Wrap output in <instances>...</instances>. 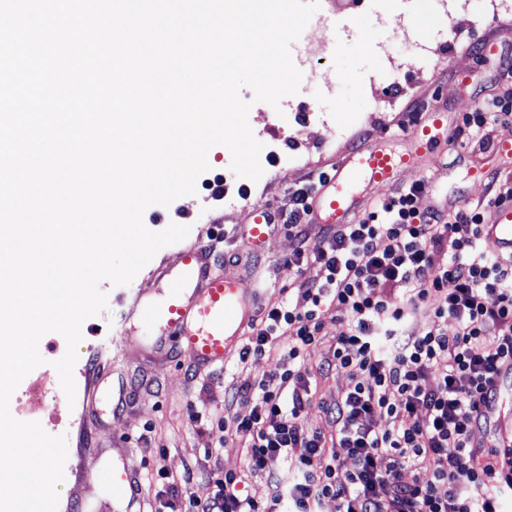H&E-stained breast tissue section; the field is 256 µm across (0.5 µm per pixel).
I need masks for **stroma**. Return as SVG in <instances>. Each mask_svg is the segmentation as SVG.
<instances>
[{
    "label": "stroma",
    "instance_id": "stroma-1",
    "mask_svg": "<svg viewBox=\"0 0 512 512\" xmlns=\"http://www.w3.org/2000/svg\"><path fill=\"white\" fill-rule=\"evenodd\" d=\"M381 7L380 0H365L353 23L332 29L312 20L301 33L308 47L327 43L324 65L335 77L332 91L305 80L298 93L283 97L275 108L253 102L252 90L241 89V97L252 103L249 126L263 145L258 180L238 176L229 149L217 145L208 153L209 168L197 178L195 194L145 210L143 222L149 230L175 223L189 232L160 249L129 284L105 280L99 285L107 308L83 322L82 340L112 337V356L100 368L92 410L83 413L92 440L84 445L75 438L67 442L72 469L57 487V512H123L122 504L112 500L111 487L97 479L101 470L115 466L139 474L142 512L157 507L155 495L163 488L158 471L200 499L212 491L207 470L244 473V450L238 442L227 443L220 455L206 456L216 441L211 428L217 420L230 423L248 415L247 406L225 400V389L243 379L263 378L279 353L271 351L244 366L234 358L220 368H195L185 357L155 349L157 325L120 320L137 293L163 301L151 270L177 264L183 250L197 245L209 250L214 269L260 289L264 302L296 300L299 281L320 278L319 267L289 265L294 241L280 227L261 256L242 248L240 230L249 221V207L287 211L295 189L331 172L337 156L378 132L401 133L407 122L436 109L447 113L453 128L463 113L499 92L498 72L512 61V0H457L448 8L440 0H400L385 18ZM419 11L431 16L423 30L415 22ZM489 42L495 44V53H485ZM502 139H512V124L491 127L487 147L475 143L460 150L440 142L438 163L404 169L398 184L421 185L417 207L423 212L475 206L487 195V180L471 171L488 164L492 143ZM240 195L248 196V208L225 207L226 198ZM347 384L344 372L317 376L315 400L302 414L304 425L329 431L320 404L335 400ZM29 385L22 380L12 395V416L55 433L56 418L70 413L65 394L57 393L49 404L30 393ZM194 410L200 412V421L191 420Z\"/></svg>",
    "mask_w": 512,
    "mask_h": 512
}]
</instances>
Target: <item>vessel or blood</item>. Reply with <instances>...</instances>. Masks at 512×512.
Returning a JSON list of instances; mask_svg holds the SVG:
<instances>
[{
  "mask_svg": "<svg viewBox=\"0 0 512 512\" xmlns=\"http://www.w3.org/2000/svg\"><path fill=\"white\" fill-rule=\"evenodd\" d=\"M447 136L446 114L432 112L407 127L403 149L391 148V136L385 133L341 159L313 195V223H353L364 201L357 191L360 184L393 186L402 170L424 159L436 162L431 148ZM270 226L267 211H254L251 222L242 229L245 247L260 253L270 235ZM488 239L496 249H512V203L494 209ZM156 280L165 289L163 304L157 306L139 299L130 313L142 321L159 323L155 347L188 355L192 366L223 365L257 321L256 289L241 278L213 271L211 257L203 249L184 252L179 264L161 269ZM102 478L111 483L115 497L131 504L139 500L140 495L134 490L135 472L107 471Z\"/></svg>",
  "mask_w": 512,
  "mask_h": 512,
  "instance_id": "1",
  "label": "vessel or blood"
}]
</instances>
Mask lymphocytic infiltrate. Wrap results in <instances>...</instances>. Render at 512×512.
I'll list each match as a JSON object with an SVG mask.
<instances>
[{
  "instance_id": "lymphocytic-infiltrate-1",
  "label": "lymphocytic infiltrate",
  "mask_w": 512,
  "mask_h": 512,
  "mask_svg": "<svg viewBox=\"0 0 512 512\" xmlns=\"http://www.w3.org/2000/svg\"><path fill=\"white\" fill-rule=\"evenodd\" d=\"M499 123H512L511 86L466 113L453 140L488 143ZM314 189H297L277 222L297 242L291 265L310 262L322 275L300 283L296 303L261 308L239 361L282 342L287 352L264 379L232 388L230 401L250 413L215 430L217 445L239 440L249 472L278 456L295 477L270 478L258 499L242 493L241 475L215 468L208 498L179 494L173 482L158 512H318L327 498L336 512H500V494H512V428L492 426L484 411L501 406L497 381L512 370V270L494 261L484 227L488 209L512 203V185L490 184L476 207L425 214L416 184L378 200L356 223L325 226L316 243L308 232ZM327 299L342 312L343 329L323 365L348 371L350 382L322 405L326 434L302 424L314 393L300 362L322 342ZM425 304L434 321L418 330L411 320ZM447 321L454 331L444 329ZM475 427L492 429L489 447H472ZM424 458L432 463L427 477ZM460 474L468 486L457 485Z\"/></svg>"
}]
</instances>
